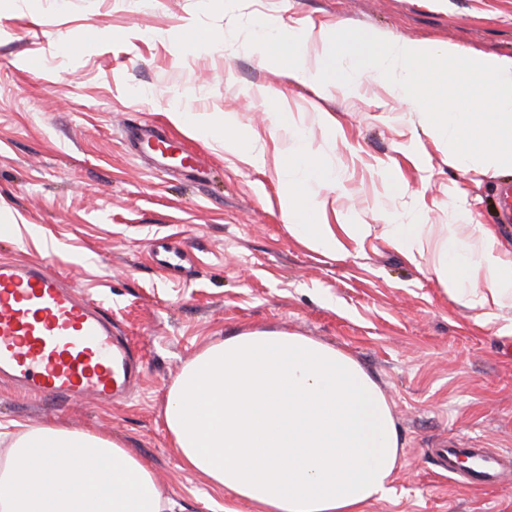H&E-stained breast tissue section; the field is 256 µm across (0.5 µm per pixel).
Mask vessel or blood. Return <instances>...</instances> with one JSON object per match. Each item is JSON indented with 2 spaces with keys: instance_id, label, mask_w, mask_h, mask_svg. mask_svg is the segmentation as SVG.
<instances>
[{
  "instance_id": "b4317fda",
  "label": "vessel or blood",
  "mask_w": 512,
  "mask_h": 512,
  "mask_svg": "<svg viewBox=\"0 0 512 512\" xmlns=\"http://www.w3.org/2000/svg\"><path fill=\"white\" fill-rule=\"evenodd\" d=\"M168 140L139 129L137 147L166 163ZM0 376L42 400L90 398L112 403L131 388L136 372L127 338L116 336L100 304L44 265L0 261ZM436 467L458 482L492 487L500 457L479 446L433 449Z\"/></svg>"
}]
</instances>
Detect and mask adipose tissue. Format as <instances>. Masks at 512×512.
Listing matches in <instances>:
<instances>
[{
    "label": "adipose tissue",
    "instance_id": "1",
    "mask_svg": "<svg viewBox=\"0 0 512 512\" xmlns=\"http://www.w3.org/2000/svg\"><path fill=\"white\" fill-rule=\"evenodd\" d=\"M175 124L205 137L223 135L242 153L233 114L223 124L188 112ZM285 218L325 251L358 239L364 225L335 237L325 202L301 198V179L333 186L334 172L298 143L281 166ZM448 295L473 309L512 308V262L495 239L471 224L441 241L432 260ZM163 419L172 451L231 498L255 512H364L385 499L400 460L389 404L347 352L306 336L250 331L202 347L170 387ZM151 466L120 440L56 423L14 422L0 429V512H173Z\"/></svg>",
    "mask_w": 512,
    "mask_h": 512
}]
</instances>
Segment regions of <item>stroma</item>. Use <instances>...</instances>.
<instances>
[{
  "label": "stroma",
  "mask_w": 512,
  "mask_h": 512,
  "mask_svg": "<svg viewBox=\"0 0 512 512\" xmlns=\"http://www.w3.org/2000/svg\"><path fill=\"white\" fill-rule=\"evenodd\" d=\"M255 18L512 56V0H0V259L44 263L105 306L142 365L132 396L109 406L0 383V423L100 430L151 465L178 512H224V495L169 447L167 392L203 344L293 332L348 352L388 401L400 463L390 496L366 512H512V471L478 489L438 474L430 454L447 441L512 456V309L450 297L430 257L394 247L385 223L413 215L440 238L479 224L512 261L496 197L512 173L451 166L414 105L377 80L354 96L287 82L236 32ZM190 32L201 42L175 53L172 38ZM176 111L218 123L234 113L261 161L176 125ZM145 123L173 134L190 167L132 149L127 131ZM302 137L341 176L302 196L326 198L330 225L367 228L334 252L282 214V153ZM156 243L185 250L181 279L152 261Z\"/></svg>",
  "instance_id": "stroma-1"
}]
</instances>
